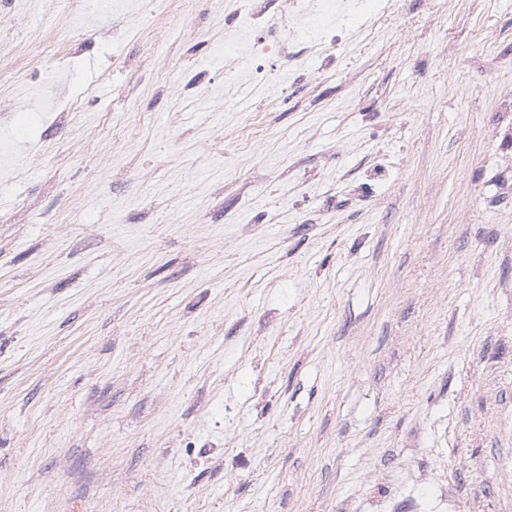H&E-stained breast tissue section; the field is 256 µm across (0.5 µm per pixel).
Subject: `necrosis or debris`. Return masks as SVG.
I'll return each instance as SVG.
<instances>
[{"label":"necrosis or debris","mask_w":512,"mask_h":512,"mask_svg":"<svg viewBox=\"0 0 512 512\" xmlns=\"http://www.w3.org/2000/svg\"><path fill=\"white\" fill-rule=\"evenodd\" d=\"M280 13L270 18L266 0H223L225 37L240 48L225 80L245 77L266 84L267 64L279 58L288 67L299 65L297 45L327 51L353 36L352 19L362 22L364 33L378 28L385 14L398 13L401 0H280Z\"/></svg>","instance_id":"obj_1"}]
</instances>
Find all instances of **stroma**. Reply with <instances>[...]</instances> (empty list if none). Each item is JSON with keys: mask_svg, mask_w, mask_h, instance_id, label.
I'll use <instances>...</instances> for the list:
<instances>
[{"mask_svg": "<svg viewBox=\"0 0 512 512\" xmlns=\"http://www.w3.org/2000/svg\"><path fill=\"white\" fill-rule=\"evenodd\" d=\"M141 2L0 53L95 101L0 174V512H512V0H403L278 110L187 104L222 14Z\"/></svg>", "mask_w": 512, "mask_h": 512, "instance_id": "stroma-1", "label": "stroma"}]
</instances>
